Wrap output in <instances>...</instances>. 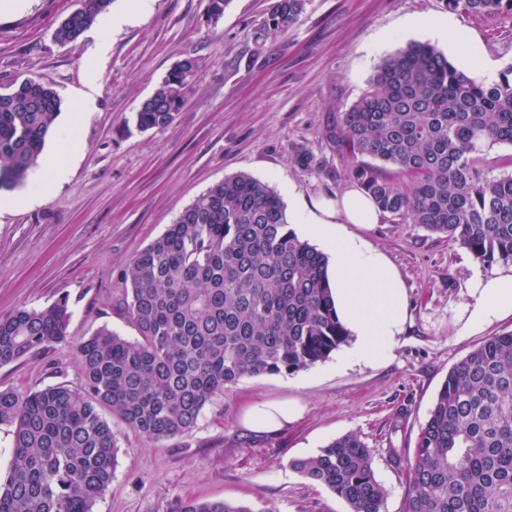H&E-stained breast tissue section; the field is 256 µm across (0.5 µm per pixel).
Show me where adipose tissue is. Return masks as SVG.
Listing matches in <instances>:
<instances>
[{
    "mask_svg": "<svg viewBox=\"0 0 512 512\" xmlns=\"http://www.w3.org/2000/svg\"><path fill=\"white\" fill-rule=\"evenodd\" d=\"M66 169L57 156H48L41 168L32 173L26 192L0 198V207L18 208L33 202L53 184L60 182ZM306 226L307 233L319 240L334 264L332 286L336 312L357 341L350 357L377 363L398 336L406 321L405 293L402 285L377 250L360 239L340 232L343 224H375L381 217L371 199L362 191L351 189L340 199L322 201ZM466 308L469 320L484 323L497 313H512V274L477 279ZM298 413L296 407L281 401H266L250 407L243 423L258 434L283 428Z\"/></svg>",
    "mask_w": 512,
    "mask_h": 512,
    "instance_id": "ef3b65f1",
    "label": "adipose tissue"
}]
</instances>
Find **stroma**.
Masks as SVG:
<instances>
[{"label":"stroma","mask_w":512,"mask_h":512,"mask_svg":"<svg viewBox=\"0 0 512 512\" xmlns=\"http://www.w3.org/2000/svg\"><path fill=\"white\" fill-rule=\"evenodd\" d=\"M273 0H230L217 27L204 21L206 0H113L124 23H97L76 43L53 34L81 0H25L0 15V84L34 77L61 98L57 125L79 113L81 148L66 156V179L43 200L0 210V316L43 307L68 294V343L0 366V388L19 391L82 384L75 345L106 327L137 337L120 301L130 259L161 236L198 195L246 173L273 187L287 211L350 190L319 132L369 87L378 65L408 42L462 55L414 22L447 20L481 50L491 75L512 63V23L448 10L444 0H306L286 35L255 52L247 36ZM200 59V80L174 121L129 134L125 122L173 66ZM98 90L77 98L90 68ZM323 159L322 171L294 161L297 146ZM346 232L382 252L406 291L407 321L385 361L338 365L337 354L293 374L241 378L209 404L185 436L150 445L111 419L118 453L112 484L93 512H167L176 497L228 500L253 512H350L325 486L291 468L330 441L357 435L372 451L384 512H403L402 467L414 457L449 371L486 339L512 331V314L481 327L468 321L469 288L479 277L512 274L485 266L448 238L382 215ZM280 400L300 416L273 434L242 423L246 409Z\"/></svg>","instance_id":"obj_1"}]
</instances>
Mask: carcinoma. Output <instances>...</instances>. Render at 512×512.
Returning <instances> with one entry per match:
<instances>
[{
	"label": "carcinoma",
	"instance_id": "cac0c4a2",
	"mask_svg": "<svg viewBox=\"0 0 512 512\" xmlns=\"http://www.w3.org/2000/svg\"><path fill=\"white\" fill-rule=\"evenodd\" d=\"M229 0H208L215 27ZM83 0L55 29L73 43L110 10ZM465 15L512 20V0H445ZM305 0H276L249 33L256 50L285 34ZM186 57L130 123L145 132L173 122L197 85ZM60 101L49 85H0V190L23 183L41 154ZM341 175L383 213L443 234L485 265L512 264V173L490 176L486 156L512 145V64L478 82L429 42H410L378 67L369 89L320 132ZM295 162L319 171L306 146ZM122 304L130 341L103 327L75 345L83 385L0 389V425L12 460L0 512H91L112 483L117 445L106 409L148 442L183 436L207 405L245 376L292 374L347 342L336 316L328 258L298 237L280 196L248 174L226 177L189 204L134 255ZM69 295L0 317V366L67 340ZM351 512H383L385 488L356 435L291 461ZM404 512H512V333L485 340L448 372L403 468ZM169 512H253L224 500L180 498Z\"/></svg>",
	"mask_w": 512,
	"mask_h": 512
}]
</instances>
